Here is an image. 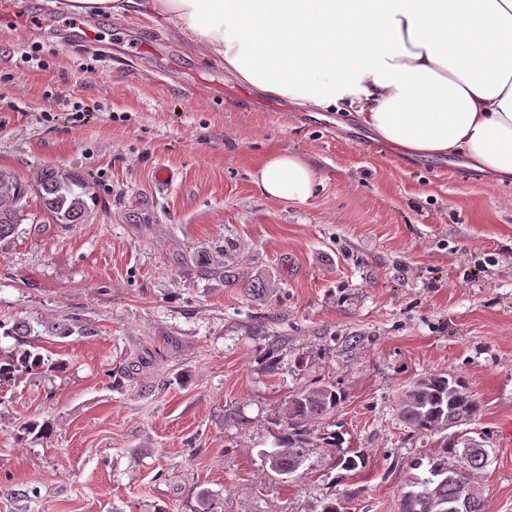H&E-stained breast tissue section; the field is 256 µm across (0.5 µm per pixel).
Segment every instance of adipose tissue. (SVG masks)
<instances>
[{"label":"adipose tissue","instance_id":"adipose-tissue-1","mask_svg":"<svg viewBox=\"0 0 512 512\" xmlns=\"http://www.w3.org/2000/svg\"><path fill=\"white\" fill-rule=\"evenodd\" d=\"M67 11L165 21L243 85L312 109L342 106L397 154L461 156L512 184V0H67ZM254 182L307 203L313 166L270 151Z\"/></svg>","mask_w":512,"mask_h":512}]
</instances>
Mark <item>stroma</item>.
Masks as SVG:
<instances>
[{"instance_id": "35a3bbf8", "label": "stroma", "mask_w": 512, "mask_h": 512, "mask_svg": "<svg viewBox=\"0 0 512 512\" xmlns=\"http://www.w3.org/2000/svg\"><path fill=\"white\" fill-rule=\"evenodd\" d=\"M11 7L0 170L28 193L0 242V320L80 331L39 336L48 368L0 383V512H322L335 496L398 512L436 446L398 399L437 371L482 405L483 512H512L497 435L512 420V185L243 86L167 24ZM274 149L314 166L308 203L253 182ZM47 166L89 181L83 223L41 209ZM319 384L344 395L316 424L342 449L310 439L298 475L279 476L265 455L288 399ZM341 452L364 466L341 469Z\"/></svg>"}]
</instances>
